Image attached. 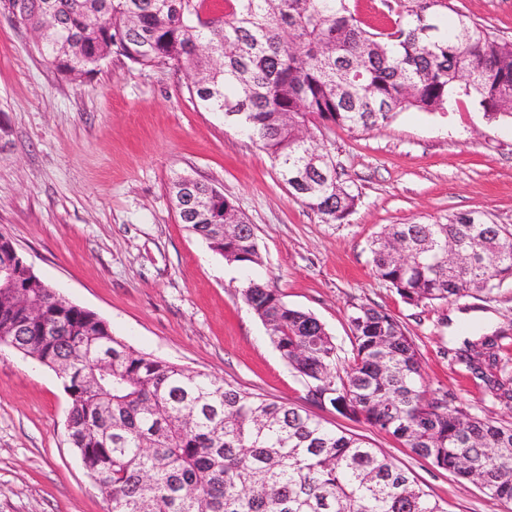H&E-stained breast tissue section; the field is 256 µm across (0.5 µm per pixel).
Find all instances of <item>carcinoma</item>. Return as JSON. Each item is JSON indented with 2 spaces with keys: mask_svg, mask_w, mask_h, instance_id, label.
I'll use <instances>...</instances> for the list:
<instances>
[{
  "mask_svg": "<svg viewBox=\"0 0 512 512\" xmlns=\"http://www.w3.org/2000/svg\"><path fill=\"white\" fill-rule=\"evenodd\" d=\"M39 33L66 79L92 74L103 54L141 68L175 66L207 112L243 128L278 167L290 194L326 223H343L358 195L326 145L301 134L374 129L407 109L445 110L472 97L512 120V44L470 17L448 23V0H391L389 23L366 27L350 0H0ZM172 183L179 217L230 264L262 263L254 229L209 184ZM213 195L205 215L186 200ZM224 222V236L211 225ZM374 275L410 304L492 293L512 283V230L472 214L446 224H390L368 241ZM38 279L4 297L0 344L53 370L69 397V440L99 482L107 512H447L391 457L319 417L216 377L135 350L96 313L68 307ZM42 297V321L23 294ZM243 301L308 388L331 406L401 440L435 467L512 502V424L472 415L428 390L415 343L386 311L347 314L352 356L313 314L248 278ZM502 334L466 342L472 373L498 365ZM112 350V371L96 354Z\"/></svg>",
  "mask_w": 512,
  "mask_h": 512,
  "instance_id": "cac0c4a2",
  "label": "carcinoma"
}]
</instances>
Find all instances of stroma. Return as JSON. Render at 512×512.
Masks as SVG:
<instances>
[{
    "mask_svg": "<svg viewBox=\"0 0 512 512\" xmlns=\"http://www.w3.org/2000/svg\"><path fill=\"white\" fill-rule=\"evenodd\" d=\"M512 43V0H451ZM175 67L112 56L62 78L36 34L0 10V234L70 301L97 313L136 350L316 414L382 449L448 512H512L368 424L313 404L241 298L242 270L213 253L176 212L178 175L215 187L254 227L270 281L315 315L351 355L345 314L368 304L414 341L431 391L502 423L512 410L457 355L512 329V284L493 294L406 303L372 271L367 241L386 224H444L473 214L512 227V123L469 99L406 110L373 130L334 128L327 144L358 196L343 224L291 197L267 154L197 107ZM69 397L54 371L0 346V512H107L99 484L69 444Z\"/></svg>",
    "mask_w": 512,
    "mask_h": 512,
    "instance_id": "obj_1",
    "label": "stroma"
}]
</instances>
